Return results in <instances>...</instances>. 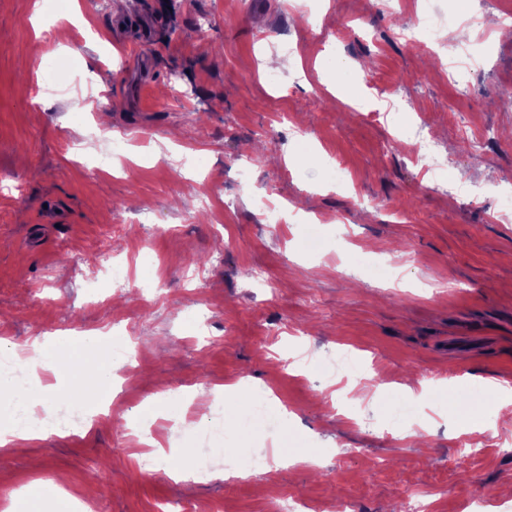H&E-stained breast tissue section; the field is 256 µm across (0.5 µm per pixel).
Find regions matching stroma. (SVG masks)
<instances>
[{"label": "stroma", "mask_w": 512, "mask_h": 512, "mask_svg": "<svg viewBox=\"0 0 512 512\" xmlns=\"http://www.w3.org/2000/svg\"><path fill=\"white\" fill-rule=\"evenodd\" d=\"M48 2L0 0V341L111 331L140 360L114 415L84 426L102 401L91 382L80 406L59 400L45 437L0 450V484L15 488L0 512L31 499L41 512H269L293 494L315 512L346 497L401 512L414 494L460 512L495 488L512 504V419L489 389L512 388V218H492L512 198V36L457 37L460 17L507 19L512 0H437L439 52L408 42L421 22L383 0H330L301 24L286 0H68L46 20ZM203 10L214 20L200 28ZM51 59L62 85L92 82L94 97L32 106ZM422 117L448 156L432 175L394 141ZM115 138L129 141L123 159L96 173ZM458 172L484 183L480 205L456 195ZM230 192L239 207L225 214ZM50 202L64 223H42ZM292 203L310 223H268V205ZM312 234L317 256L301 248ZM105 247L151 255L156 276L87 287ZM256 267L267 287H250ZM342 351L362 366L344 383L327 370ZM237 379L285 415L213 428L224 401L211 392ZM411 389L432 410L422 448L386 426ZM182 391L196 395L182 424L150 431L206 471L196 482L146 470L127 426ZM469 425L485 450L464 459ZM229 442L249 478L223 479ZM274 448L314 462L266 475L256 459Z\"/></svg>", "instance_id": "1"}]
</instances>
